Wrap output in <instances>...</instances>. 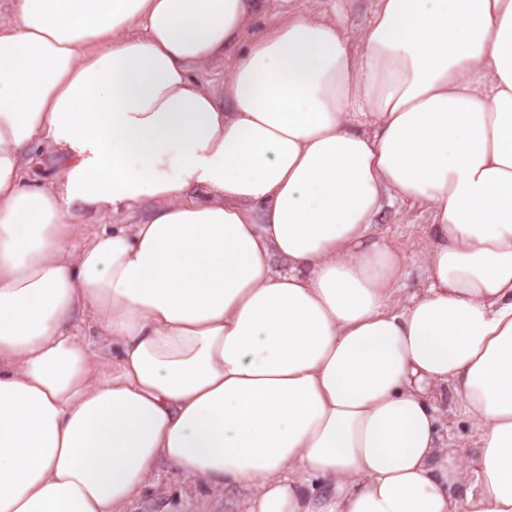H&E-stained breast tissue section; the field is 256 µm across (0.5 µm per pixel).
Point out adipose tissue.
<instances>
[{"instance_id": "ef3b65f1", "label": "adipose tissue", "mask_w": 512, "mask_h": 512, "mask_svg": "<svg viewBox=\"0 0 512 512\" xmlns=\"http://www.w3.org/2000/svg\"><path fill=\"white\" fill-rule=\"evenodd\" d=\"M254 6L0 15V512H122L162 462L259 487L247 512H512V0H378L355 43L247 38ZM222 57L219 97L195 72ZM45 145L64 168L23 184ZM392 195L433 212L404 303ZM150 207L151 205L147 204L142 208V210L139 213L132 215L122 214L115 220H112V218L108 216L86 214L76 220V222L80 224V227L77 237L75 238V244L82 245L83 243L88 242L95 233L101 231L103 228L110 227V224H132L141 216V213L147 211ZM73 325L78 335L86 338L93 346L95 355L101 360V363L106 367H112V359L115 360L117 357L116 351L112 347L107 351L100 350L97 345V327L95 316L92 311L85 310L79 311L73 317ZM444 422L448 425V439L450 444L462 451L467 457L473 458L478 454L477 436L471 424L464 418L456 416L451 407L450 398L442 406Z\"/></svg>"}]
</instances>
